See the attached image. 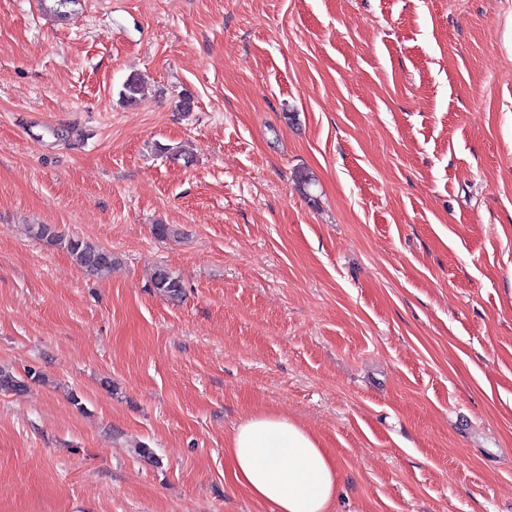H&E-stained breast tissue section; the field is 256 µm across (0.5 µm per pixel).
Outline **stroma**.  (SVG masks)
Returning <instances> with one entry per match:
<instances>
[{
	"mask_svg": "<svg viewBox=\"0 0 512 512\" xmlns=\"http://www.w3.org/2000/svg\"><path fill=\"white\" fill-rule=\"evenodd\" d=\"M54 7L0 0V512H270L224 452L262 410L338 512H512V0ZM30 232L45 245L62 247L63 244L74 263L89 274L102 275L115 263L112 251L80 237L64 238L53 224H33ZM152 288L170 300H179L183 294V284L179 276L168 269L159 268L152 277Z\"/></svg>",
	"mask_w": 512,
	"mask_h": 512,
	"instance_id": "stroma-1",
	"label": "stroma"
}]
</instances>
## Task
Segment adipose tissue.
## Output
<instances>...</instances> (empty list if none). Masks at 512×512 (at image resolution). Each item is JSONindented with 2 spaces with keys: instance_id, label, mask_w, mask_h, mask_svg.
<instances>
[{
  "instance_id": "1",
  "label": "adipose tissue",
  "mask_w": 512,
  "mask_h": 512,
  "mask_svg": "<svg viewBox=\"0 0 512 512\" xmlns=\"http://www.w3.org/2000/svg\"><path fill=\"white\" fill-rule=\"evenodd\" d=\"M234 479L274 512H335L341 473L313 432L288 416L258 412L229 435Z\"/></svg>"
}]
</instances>
